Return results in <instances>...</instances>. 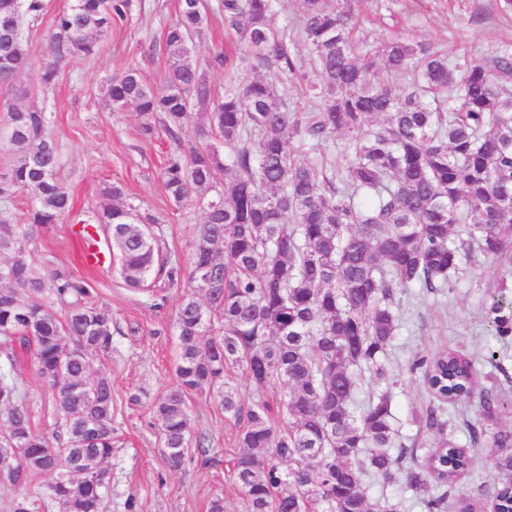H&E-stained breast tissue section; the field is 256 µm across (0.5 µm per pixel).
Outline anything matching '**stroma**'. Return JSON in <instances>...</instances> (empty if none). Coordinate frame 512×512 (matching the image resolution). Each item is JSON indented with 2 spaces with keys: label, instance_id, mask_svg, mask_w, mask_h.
<instances>
[{
  "label": "stroma",
  "instance_id": "35a3bbf8",
  "mask_svg": "<svg viewBox=\"0 0 512 512\" xmlns=\"http://www.w3.org/2000/svg\"><path fill=\"white\" fill-rule=\"evenodd\" d=\"M207 22L189 44L190 61L206 69L216 94H223L228 80L246 81L256 72L248 62L225 71L215 60L228 43L218 0H207ZM497 0H394L391 10L363 12V34L374 43L395 35L420 36L445 46L459 63L490 62L496 51L512 49V12L496 10ZM70 0H45L43 14L26 21L29 39L28 66L12 86L0 85V122L9 105L17 102L43 107L52 114L51 132L62 155L58 179L67 185L74 213L40 232L31 245L36 266L53 264L89 280L97 302L112 309V350L96 356L93 374L112 379L113 411L121 446L106 467L110 473L109 512H125L128 496H135L139 512H208L214 496L224 499L225 512H245V506L225 464L237 454L236 422L225 418L217 399L209 393L187 398L194 433L207 435L223 460L207 463L195 459L182 470L170 469L151 426L152 405L175 383L176 314L183 288L160 282L153 295L128 287L116 266L91 268L82 260L83 245L77 238V218L88 215L99 203L104 184L123 187L127 202L139 205L156 220L163 250L170 259L186 262L190 243L202 213L189 204H175L161 178L164 158L171 148L165 133L142 138L139 119L132 112L112 109L103 97L104 81L118 69L140 68L145 81L159 86L165 80L168 60L163 33L174 19L178 0H128L124 17L114 18L95 55L61 63L59 77L44 86L42 68L48 59V35L55 16ZM512 285V261L486 258L474 267L452 275L444 293L432 295L412 288L400 297L402 326L387 349L385 364L393 380V426L406 446L431 451L443 439L469 447L462 426L461 405L449 406L448 425L438 432L423 427L419 412L429 395L419 374L410 370L417 355H433L454 348L474 363L479 386L496 385L512 397V336H488L485 312L501 285ZM141 392L140 404L127 401ZM474 467L459 484L478 498L481 512H491L487 494L500 477L493 469L488 449L473 453Z\"/></svg>",
  "mask_w": 512,
  "mask_h": 512
}]
</instances>
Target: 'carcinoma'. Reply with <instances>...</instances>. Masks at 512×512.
Wrapping results in <instances>:
<instances>
[{
	"instance_id": "cac0c4a2",
	"label": "carcinoma",
	"mask_w": 512,
	"mask_h": 512,
	"mask_svg": "<svg viewBox=\"0 0 512 512\" xmlns=\"http://www.w3.org/2000/svg\"><path fill=\"white\" fill-rule=\"evenodd\" d=\"M363 3L301 0L288 27L278 24L274 0H220L239 51L224 55V64L248 59L262 74L226 84L217 97L207 72L187 60L209 5L179 0L163 36L164 83L151 86L128 68L108 80L105 98L137 114L143 137L160 124L172 143L164 188L175 203L203 212L188 278L158 236L141 243L147 224L122 202L121 186H103L94 218L80 224L91 245L106 243L127 286L149 293L162 279L186 288L176 318V383L153 406L169 467L221 453L190 425L186 398L207 390L225 417L245 420L231 464L248 512H373L368 472L384 484L399 478L412 491L435 483L441 491L423 500L425 512H448L452 498L459 512H477L459 480L471 466L470 449L481 445L503 479L492 491L496 512H512V428L496 426L508 396L477 387L472 363L457 350L416 358L411 371L436 400L421 415L424 427L444 430L448 404H476L475 420L464 421L471 448L446 439L418 463L397 443L391 377L380 361L398 335L405 289L439 294L462 266L512 254V51L463 67L410 37L362 46ZM44 7V0H0V85L20 78L28 60L22 20ZM126 7L127 0H72L55 18L43 83L56 82L61 62L94 54ZM300 43L311 51V75ZM378 69L404 75V86L374 80ZM296 83L305 85L307 109L288 103ZM193 102L213 103L196 142L188 136ZM49 124L44 109L12 105L4 125L19 136L0 138V149L14 155L0 172V200L20 193L30 201L22 224L0 208V256L14 268L13 278H0V418L7 424L0 471L12 486L55 476L12 498L8 512H105L103 464L119 438L112 380L91 378L90 359L112 351V310L92 300L87 280L60 266L42 272L30 260L35 231L73 210L57 178L61 154ZM338 133L351 156L337 173H328L323 157L291 149L296 142L316 150ZM219 170L230 183L214 194ZM460 224L465 239L453 238ZM202 269L209 280H198ZM487 318L496 335L512 334V302L493 301ZM20 350L32 354L51 391L52 440L36 431L34 408L14 376ZM235 366L258 388L284 384L278 415L266 402L244 409L225 381ZM364 368L380 391L357 411Z\"/></svg>"
}]
</instances>
